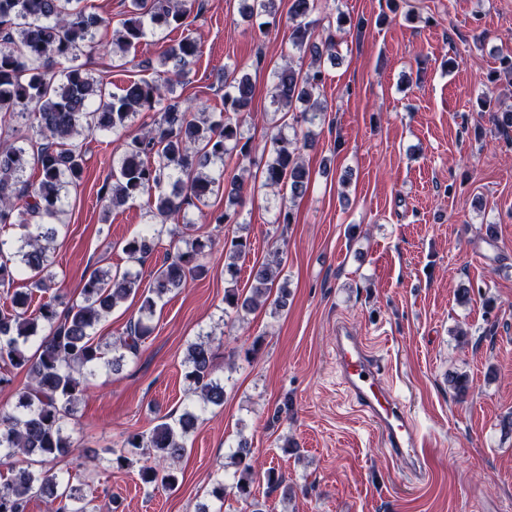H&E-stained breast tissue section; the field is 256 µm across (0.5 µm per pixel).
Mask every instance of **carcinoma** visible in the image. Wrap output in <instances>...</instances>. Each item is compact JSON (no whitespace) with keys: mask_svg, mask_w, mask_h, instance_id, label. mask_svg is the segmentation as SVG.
Returning <instances> with one entry per match:
<instances>
[{"mask_svg":"<svg viewBox=\"0 0 512 512\" xmlns=\"http://www.w3.org/2000/svg\"><path fill=\"white\" fill-rule=\"evenodd\" d=\"M82 0H0V227L17 226L16 262H0V285L26 280L23 290L0 308V386L12 383V370L27 372L30 382L18 392L9 411H0V466L13 477L0 483V512H26L40 495L48 512H94V490L64 481L48 464L75 448L64 433L70 416L86 392L88 376L101 365L120 370L135 357L154 332L152 318L164 297L187 281L208 272L203 258L212 240L193 236L194 225H182L181 241L174 245L153 283L142 287L138 274L113 273L98 268L85 281L82 300L65 302L59 295L34 302V294L54 285L49 271L56 225L63 223L68 188L79 184L86 151L79 138L114 134L129 127L141 112L154 113L151 124L124 142V150L110 177L99 190L101 200L115 208L141 196L154 199L155 217L165 222L194 202L207 204L210 196L228 190L236 200L244 181L224 183L210 166L236 155L247 157L250 140L241 128L251 112L253 86L247 73L224 71V102L219 118L181 105L175 88L188 82L191 66L200 53V41L185 36L168 46L159 58L154 77L131 82L124 93L106 92L103 79L77 63L79 54L108 47L124 51L143 40L182 26L193 13L196 0H129L130 17L110 41L99 38L109 24L85 12ZM276 0H252L248 18L275 16ZM321 0H293L292 22L285 64L273 72L272 103L291 120L294 138L270 136L268 159L260 171V187L277 188L282 199L294 202L311 182L298 142L308 143L313 126L324 112L315 98L324 84L321 66L303 72L294 57L335 63L339 58L333 35L316 43L306 18ZM38 180L25 178L28 168ZM155 246L152 234L136 235L123 243L129 261L141 264ZM250 251L241 236L224 243V271L230 286L224 289V313L239 316L266 306L271 313L288 306V288L276 283L280 261L271 260L250 271L247 291L237 288L240 262ZM140 301L138 317L123 333L108 341L94 335L96 326L129 298ZM38 340L35 353L29 344ZM189 391L200 405L224 403V379L217 376L211 343L196 342L184 361ZM198 415L194 406L176 419L165 417L150 432H132L119 448H104L107 462L117 470L137 468L147 489H177L182 474L176 463L187 452V439ZM23 456L39 468L14 469L13 458ZM232 482L214 481L210 495L224 502L227 495L263 512L253 497L257 473L252 448L242 439L233 454Z\"/></svg>","mask_w":512,"mask_h":512,"instance_id":"1","label":"carcinoma"}]
</instances>
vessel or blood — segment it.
Wrapping results in <instances>:
<instances>
[{"instance_id":"b4317fda","label":"vessel or blood","mask_w":512,"mask_h":512,"mask_svg":"<svg viewBox=\"0 0 512 512\" xmlns=\"http://www.w3.org/2000/svg\"><path fill=\"white\" fill-rule=\"evenodd\" d=\"M336 366L341 385L363 413L392 458L401 463L426 460L424 439L394 384L381 377L371 342L350 330L336 332Z\"/></svg>"}]
</instances>
